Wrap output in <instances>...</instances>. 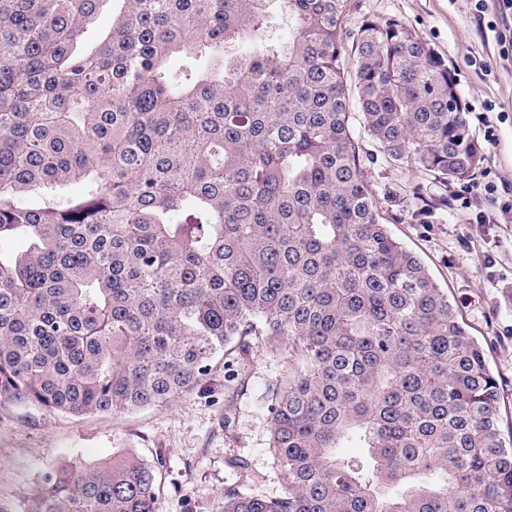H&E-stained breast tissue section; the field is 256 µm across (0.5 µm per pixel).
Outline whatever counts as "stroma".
I'll return each mask as SVG.
<instances>
[{
    "instance_id": "obj_1",
    "label": "stroma",
    "mask_w": 512,
    "mask_h": 512,
    "mask_svg": "<svg viewBox=\"0 0 512 512\" xmlns=\"http://www.w3.org/2000/svg\"><path fill=\"white\" fill-rule=\"evenodd\" d=\"M398 18L456 73L468 130L481 160L479 173L512 184V44L501 42L471 0H349L342 29L367 20ZM494 111H484V104ZM494 139H487L486 129ZM366 180L390 233L415 253L448 294L482 346L498 381L500 429L512 436V216L466 183L434 176L413 181L352 123ZM448 199L428 223L414 215L415 185ZM494 216L491 224L477 213ZM288 372V356L254 345L224 363L216 359L206 388L136 412L74 417L58 411L0 405V506L24 512L49 469L91 466L131 454L157 466L160 512H218L227 485L278 496L285 475L270 443L272 387ZM244 467H234V460Z\"/></svg>"
}]
</instances>
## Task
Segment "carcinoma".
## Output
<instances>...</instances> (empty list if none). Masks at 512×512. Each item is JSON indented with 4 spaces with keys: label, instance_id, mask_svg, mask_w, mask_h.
<instances>
[{
    "label": "carcinoma",
    "instance_id": "cac0c4a2",
    "mask_svg": "<svg viewBox=\"0 0 512 512\" xmlns=\"http://www.w3.org/2000/svg\"><path fill=\"white\" fill-rule=\"evenodd\" d=\"M102 2L0 0V238L30 242L0 256V405L133 412L260 337L288 353L286 483L226 486L219 512H512L497 380L389 232L350 131L354 97L393 164L469 180L446 60L396 18L346 42L348 0H123L83 51ZM177 53L217 68L173 72ZM416 199L424 218L448 204ZM348 438L365 453L339 455ZM156 480L132 455L48 470L27 512H159ZM121 4L107 2L100 7L94 22L87 27L83 34L81 47L92 48L102 42L112 30V18L118 15Z\"/></svg>",
    "mask_w": 512,
    "mask_h": 512
}]
</instances>
